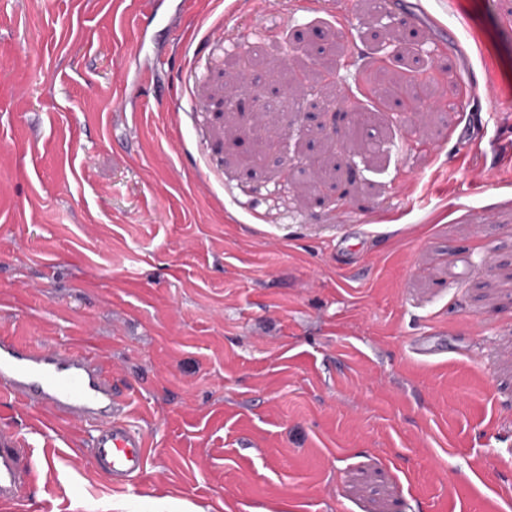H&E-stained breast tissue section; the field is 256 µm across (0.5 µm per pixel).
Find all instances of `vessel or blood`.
<instances>
[{"mask_svg":"<svg viewBox=\"0 0 512 512\" xmlns=\"http://www.w3.org/2000/svg\"><path fill=\"white\" fill-rule=\"evenodd\" d=\"M0 398L47 408L74 422L91 465L113 485H131L146 467V440L130 420L129 397L115 392L100 357L89 349L0 336ZM35 479L29 449L1 433L0 503L25 499Z\"/></svg>","mask_w":512,"mask_h":512,"instance_id":"b4317fda","label":"vessel or blood"}]
</instances>
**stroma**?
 <instances>
[{"mask_svg":"<svg viewBox=\"0 0 512 512\" xmlns=\"http://www.w3.org/2000/svg\"><path fill=\"white\" fill-rule=\"evenodd\" d=\"M1 334L150 453L0 401L53 426L0 512H512V0H0ZM0 398L48 408L74 422L91 465L114 486L131 485L146 467V440L130 420L129 397L115 392L100 357L89 349L0 336Z\"/></svg>","mask_w":512,"mask_h":512,"instance_id":"obj_1","label":"stroma"}]
</instances>
